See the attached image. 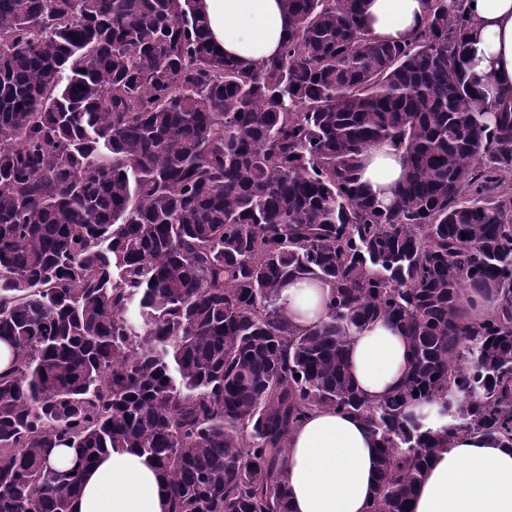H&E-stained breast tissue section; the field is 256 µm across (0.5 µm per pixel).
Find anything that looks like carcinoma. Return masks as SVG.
I'll return each mask as SVG.
<instances>
[{
	"mask_svg": "<svg viewBox=\"0 0 512 512\" xmlns=\"http://www.w3.org/2000/svg\"><path fill=\"white\" fill-rule=\"evenodd\" d=\"M284 2L253 63L196 0H0V512H70L113 448L156 462L169 512H291L288 435L322 408L379 443L369 512H411L460 434L512 447V91L471 73L448 0L403 43L363 0ZM382 141L388 205L360 183ZM306 278L329 317L300 333L279 285ZM377 319L410 363L372 402L347 347ZM372 161L362 170L360 182L365 190L383 202L392 200L399 183L405 176V164L402 153L388 143L380 149H370Z\"/></svg>",
	"mask_w": 512,
	"mask_h": 512,
	"instance_id": "1",
	"label": "carcinoma"
}]
</instances>
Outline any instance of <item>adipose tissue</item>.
Listing matches in <instances>:
<instances>
[{
  "label": "adipose tissue",
  "mask_w": 512,
  "mask_h": 512,
  "mask_svg": "<svg viewBox=\"0 0 512 512\" xmlns=\"http://www.w3.org/2000/svg\"><path fill=\"white\" fill-rule=\"evenodd\" d=\"M212 42L225 55L256 61L279 54L288 38L284 0H197ZM429 0H365L364 23L379 41L402 42L418 32ZM468 55L479 77L512 89V0H474ZM402 153L390 144L373 150L360 181L380 201L394 198L405 176ZM330 289L290 281L281 291L291 327L311 330L326 321ZM350 374L377 402L400 387L409 368L405 336L377 320L350 340ZM378 443L361 421L335 410L314 411L288 438L282 479L293 512H367L377 484ZM165 479L157 464L132 448H115L88 467L72 512H167ZM413 512H512V449L495 440L459 436L429 464L417 486Z\"/></svg>",
  "instance_id": "ef3b65f1"
}]
</instances>
